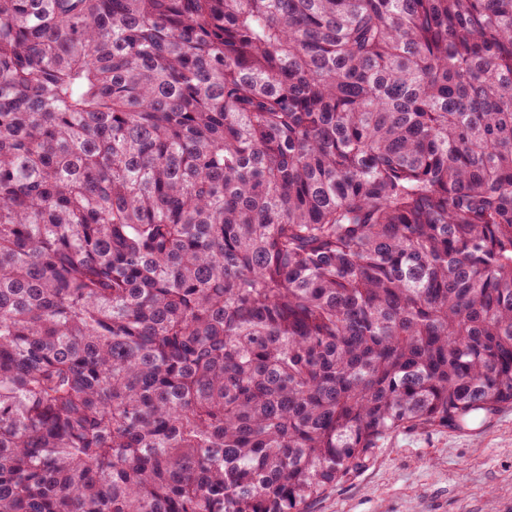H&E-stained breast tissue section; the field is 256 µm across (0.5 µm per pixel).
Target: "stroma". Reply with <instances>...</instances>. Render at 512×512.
Returning <instances> with one entry per match:
<instances>
[{
    "label": "stroma",
    "mask_w": 512,
    "mask_h": 512,
    "mask_svg": "<svg viewBox=\"0 0 512 512\" xmlns=\"http://www.w3.org/2000/svg\"><path fill=\"white\" fill-rule=\"evenodd\" d=\"M304 512H512V409L460 430H403Z\"/></svg>",
    "instance_id": "35a3bbf8"
}]
</instances>
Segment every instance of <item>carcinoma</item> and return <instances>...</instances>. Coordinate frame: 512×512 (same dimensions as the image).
Here are the masks:
<instances>
[{"label": "carcinoma", "instance_id": "cac0c4a2", "mask_svg": "<svg viewBox=\"0 0 512 512\" xmlns=\"http://www.w3.org/2000/svg\"><path fill=\"white\" fill-rule=\"evenodd\" d=\"M512 408V0H0V512H303Z\"/></svg>", "mask_w": 512, "mask_h": 512}]
</instances>
